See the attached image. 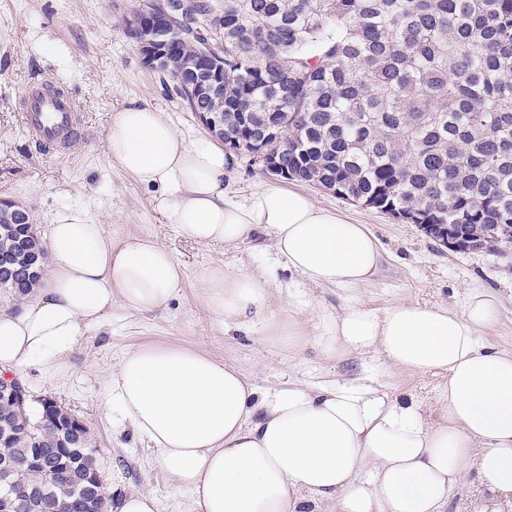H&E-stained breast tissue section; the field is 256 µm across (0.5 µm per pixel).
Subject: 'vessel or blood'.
Wrapping results in <instances>:
<instances>
[{
    "instance_id": "b4317fda",
    "label": "vessel or blood",
    "mask_w": 512,
    "mask_h": 512,
    "mask_svg": "<svg viewBox=\"0 0 512 512\" xmlns=\"http://www.w3.org/2000/svg\"><path fill=\"white\" fill-rule=\"evenodd\" d=\"M23 99L20 122L30 141L46 155L66 150L83 124L73 98L62 88L34 81L27 85Z\"/></svg>"
}]
</instances>
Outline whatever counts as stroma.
I'll return each mask as SVG.
<instances>
[{
  "mask_svg": "<svg viewBox=\"0 0 512 512\" xmlns=\"http://www.w3.org/2000/svg\"><path fill=\"white\" fill-rule=\"evenodd\" d=\"M134 0H0V199L25 208L40 236H48L57 210L87 208L104 224L109 239L149 235L167 246L185 269V285L168 310L141 314L113 307L100 327L90 329L64 359L62 369L33 368L19 376L34 396H51L80 416L90 429L104 483L122 474L129 490L152 491L158 512H190L191 496L158 465L147 443L124 422L109 388L110 374L137 345L162 344L210 353L238 368L259 389L294 378L313 385L376 377L390 395L413 396L428 420L437 418V374L414 375L379 359H325L315 346L292 356L250 332L224 329L202 303L200 277L215 265L265 272L275 309L292 308L301 320L336 312L356 298L374 308L397 299L442 304L462 311L468 290L485 288L498 301L496 321L484 331L485 345L512 350V253L454 252L394 216L342 199L313 186L305 189L323 208L366 225L382 251L377 276L357 290L315 287L289 271L267 235L227 250L182 240L157 207L158 190L140 185L106 155L105 138L114 110L136 101L151 105L181 134H203L167 76L148 68L124 19ZM57 79L77 99L84 116L80 136L56 156L37 152L18 117L20 97L32 80ZM266 176L247 156L237 155L224 181L228 198L246 201Z\"/></svg>",
  "mask_w": 512,
  "mask_h": 512,
  "instance_id": "1",
  "label": "stroma"
}]
</instances>
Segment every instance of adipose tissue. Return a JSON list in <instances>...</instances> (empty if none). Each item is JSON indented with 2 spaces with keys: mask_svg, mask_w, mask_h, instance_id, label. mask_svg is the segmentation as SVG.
Masks as SVG:
<instances>
[{
  "mask_svg": "<svg viewBox=\"0 0 512 512\" xmlns=\"http://www.w3.org/2000/svg\"><path fill=\"white\" fill-rule=\"evenodd\" d=\"M106 152L137 182L162 190L158 207L185 240L237 247L267 234L292 272L350 290L377 272L381 252L365 225L317 206L275 181L243 203L224 193L234 156L213 138L179 135L161 112L130 103L112 115ZM184 269L149 236L108 241L85 208L57 211L45 273L15 308L0 312V373L59 367L114 305L166 309ZM202 303L220 323L288 349L313 343L328 358L352 354L448 377L439 419L370 376L316 388L291 381L259 391L222 358L187 347L129 349L112 375L121 412L157 461L186 488L192 512H448L476 473V512L512 506V351L487 348L494 294L469 290L462 311L400 299L372 308L353 299L306 328L275 314L266 275L217 265L202 277Z\"/></svg>",
  "mask_w": 512,
  "mask_h": 512,
  "instance_id": "adipose-tissue-1",
  "label": "adipose tissue"
}]
</instances>
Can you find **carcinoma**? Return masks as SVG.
<instances>
[{
    "instance_id": "obj_1",
    "label": "carcinoma",
    "mask_w": 512,
    "mask_h": 512,
    "mask_svg": "<svg viewBox=\"0 0 512 512\" xmlns=\"http://www.w3.org/2000/svg\"><path fill=\"white\" fill-rule=\"evenodd\" d=\"M172 0H143L132 14L154 32ZM198 0V25L178 16L171 66L198 57L206 34L224 24L219 97L180 92L190 111L224 108V148L280 130L277 160L286 179L314 184L413 224H451L472 251L505 255L507 241L484 239L512 224V0H224V20ZM0 290L19 300L40 276L45 246L27 217L0 219ZM28 424L0 444V464L19 448L57 456L56 428L26 410ZM67 474L73 495L35 507L79 512L91 491L79 481L94 467L87 430L73 437Z\"/></svg>"
}]
</instances>
